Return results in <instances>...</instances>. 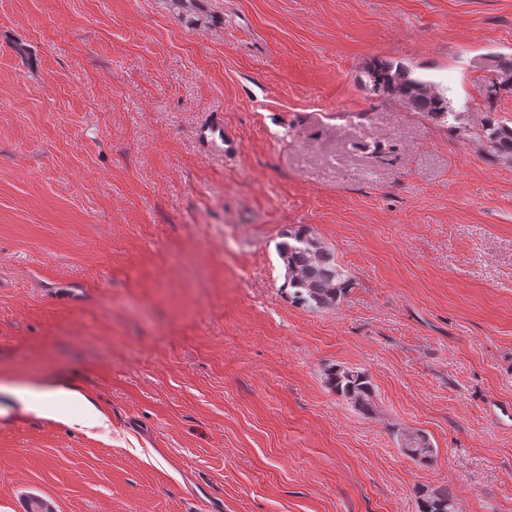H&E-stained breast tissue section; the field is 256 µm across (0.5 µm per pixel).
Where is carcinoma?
Instances as JSON below:
<instances>
[{
    "label": "carcinoma",
    "mask_w": 512,
    "mask_h": 512,
    "mask_svg": "<svg viewBox=\"0 0 512 512\" xmlns=\"http://www.w3.org/2000/svg\"><path fill=\"white\" fill-rule=\"evenodd\" d=\"M496 70V78L486 87L490 102L502 91L512 92V60L499 59ZM365 74L375 96L396 100L432 121L445 123L453 117L448 98L437 91L433 83L412 76L410 69L401 64L373 61ZM479 137L493 153L512 160V126L489 115L482 123ZM277 251L285 269L283 288L297 305L311 310L332 309L352 288L350 274L306 225L286 233L285 239L278 243ZM325 384L330 392L362 414L373 413L374 389L365 372L341 365L331 366L326 370ZM399 444L407 456L417 461L427 463L434 458V448L419 431L399 433ZM418 512H460V508L448 491L437 490L421 498Z\"/></svg>",
    "instance_id": "1"
}]
</instances>
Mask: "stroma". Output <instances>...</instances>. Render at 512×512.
Listing matches in <instances>:
<instances>
[{"label": "stroma", "instance_id": "stroma-1", "mask_svg": "<svg viewBox=\"0 0 512 512\" xmlns=\"http://www.w3.org/2000/svg\"><path fill=\"white\" fill-rule=\"evenodd\" d=\"M499 57L512 0H0V512H512ZM375 60L453 126L371 94ZM211 112L237 152L199 150ZM300 225L352 276L336 308L282 288ZM56 382L103 423L10 392ZM370 91L375 96L393 99L428 119L445 123L456 116L449 112L448 98L434 84L413 77L410 69L388 61H373L365 71ZM478 134L494 154L512 160V126L489 115ZM328 390L364 415L373 413V385L368 375L357 368L335 365L326 370ZM401 450L409 457L420 462H431L434 449L426 435L419 431H404L399 433ZM418 512H460V508L448 490H437L423 495Z\"/></svg>", "mask_w": 512, "mask_h": 512}]
</instances>
